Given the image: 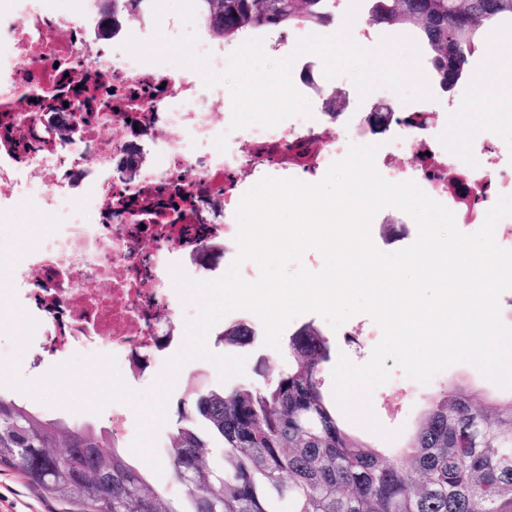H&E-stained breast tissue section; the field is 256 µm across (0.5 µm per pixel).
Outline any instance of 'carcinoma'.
I'll use <instances>...</instances> for the list:
<instances>
[{"instance_id":"carcinoma-1","label":"carcinoma","mask_w":512,"mask_h":512,"mask_svg":"<svg viewBox=\"0 0 512 512\" xmlns=\"http://www.w3.org/2000/svg\"><path fill=\"white\" fill-rule=\"evenodd\" d=\"M199 0L214 34L333 21L336 0ZM374 25H416L443 90L466 73L486 29L512 25V0H370ZM243 322L224 341L246 345ZM288 367L263 387L189 385L166 455L187 508L165 503L105 429L45 420L0 395V464L88 512H512V397L489 404L463 388L441 394L400 454L387 457L345 431L323 393L329 341L311 325L288 339ZM224 467L203 464L211 441ZM112 451H106V448ZM56 448L65 453L54 452Z\"/></svg>"}]
</instances>
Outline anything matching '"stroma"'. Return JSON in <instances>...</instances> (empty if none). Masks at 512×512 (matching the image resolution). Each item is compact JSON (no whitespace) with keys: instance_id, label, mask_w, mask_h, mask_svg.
<instances>
[{"instance_id":"1","label":"stroma","mask_w":512,"mask_h":512,"mask_svg":"<svg viewBox=\"0 0 512 512\" xmlns=\"http://www.w3.org/2000/svg\"><path fill=\"white\" fill-rule=\"evenodd\" d=\"M487 52L477 48L470 60L469 68L462 79L454 87L452 94L457 97L460 107L452 122L444 131L449 146L463 144L470 129L478 124L495 127L498 116L503 112L512 113V79L504 81L498 88L490 92L478 89L476 78L481 73ZM353 322L365 323L369 330L365 336H345L341 331L332 329L329 321L320 313L308 311L294 317L286 326V333H294L306 324L317 327L328 339L331 353L327 362L323 363L320 377L323 382L325 396L333 394V371L340 358H348L353 364H365L373 347L381 340V327L368 314L353 315ZM243 322L250 325L256 332H263L264 325L260 318L249 310H235L226 314L219 324L214 325L207 335L209 350L217 355L246 356L245 373L231 378L230 382H222L217 369L209 362L196 360L186 364L181 370L175 388L169 397L167 411L175 413L176 405L185 396L187 384H195L207 389L220 390L224 385L248 384L254 387L264 386L265 378L255 372L257 364H265L270 371L282 369L286 362V354L264 346L262 341H255L246 346H229L221 342L219 336L226 325ZM392 380H398V387L390 383L376 387L371 394V405L376 420L386 429L398 431L399 436L388 442L366 430L344 413H337L336 418L341 426L368 446L376 448L385 456L398 452L404 441L418 427L430 402L437 398L445 388L460 384L485 398H505L511 395L508 390L498 387L482 376L472 365L459 363L436 374L428 384H420L407 377L401 367H393ZM27 406L40 416L50 420L63 422L71 426L89 425L105 428L113 413L124 414L127 425L119 437V445L123 452H130L131 445L138 433V426L131 409L125 404L114 403L101 413H76L62 407H51L34 399H27ZM0 512H86L85 507L74 500L60 498L47 491L31 486L16 470L0 466Z\"/></svg>"}]
</instances>
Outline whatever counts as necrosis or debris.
I'll return each instance as SVG.
<instances>
[{
	"mask_svg": "<svg viewBox=\"0 0 512 512\" xmlns=\"http://www.w3.org/2000/svg\"><path fill=\"white\" fill-rule=\"evenodd\" d=\"M25 13L15 29L11 15ZM310 115L267 128L254 123L224 134L207 109L224 85L206 86L193 70L145 66L121 45L108 62L89 50L85 26L50 0H6L0 6V211L22 199L59 212L61 224L34 252L14 265L16 294L38 323L42 348L93 345L107 337L113 356L132 361L169 343L166 313L172 276L163 255H197L203 243L236 237L232 220L250 185L267 177L310 183L345 158L351 140L327 143L323 135L326 82L313 61L292 72ZM81 89L94 109L80 141L34 138L15 99L41 94L48 116H56L61 94ZM443 117L453 102H402L397 120L369 131L378 145L375 165L388 181L415 182L439 203H450L456 223H484L503 196H512V115L500 132L475 131L467 152L457 153L427 122L432 108ZM136 123L124 128L122 118ZM227 149L213 151L219 135ZM157 157L147 175L125 182L113 175L133 141ZM412 151V171L391 159ZM481 191H473V183ZM153 246L144 251L143 239ZM70 255L61 264L60 255ZM107 282L92 291L87 281Z\"/></svg>",
	"mask_w": 512,
	"mask_h": 512,
	"instance_id": "1",
	"label": "necrosis or debris"
}]
</instances>
